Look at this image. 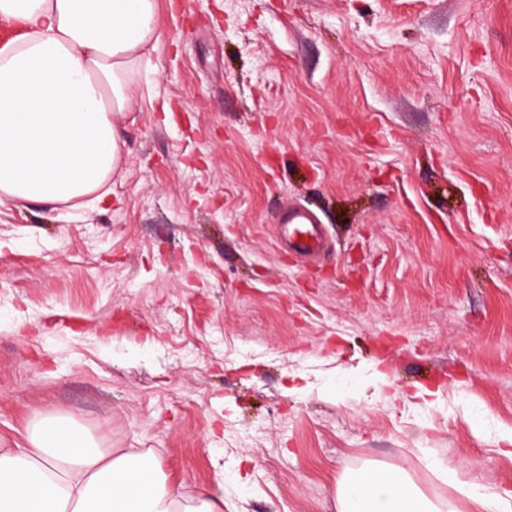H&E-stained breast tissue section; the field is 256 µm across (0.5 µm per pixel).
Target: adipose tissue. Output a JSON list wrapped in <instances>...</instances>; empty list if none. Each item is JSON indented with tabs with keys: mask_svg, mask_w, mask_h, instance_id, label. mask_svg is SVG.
<instances>
[{
	"mask_svg": "<svg viewBox=\"0 0 512 512\" xmlns=\"http://www.w3.org/2000/svg\"><path fill=\"white\" fill-rule=\"evenodd\" d=\"M156 13L157 0H0V21L22 29L0 45V197L67 203L105 185ZM0 512H224V499L187 496L152 453L105 454L48 416L26 447L0 448ZM336 512L443 510L404 470L370 466L341 479Z\"/></svg>",
	"mask_w": 512,
	"mask_h": 512,
	"instance_id": "1",
	"label": "adipose tissue"
}]
</instances>
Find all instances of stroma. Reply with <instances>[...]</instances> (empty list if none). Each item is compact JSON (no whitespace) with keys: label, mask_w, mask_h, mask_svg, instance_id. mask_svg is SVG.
<instances>
[{"label":"stroma","mask_w":512,"mask_h":512,"mask_svg":"<svg viewBox=\"0 0 512 512\" xmlns=\"http://www.w3.org/2000/svg\"><path fill=\"white\" fill-rule=\"evenodd\" d=\"M157 3L103 200L0 198V448L59 413L224 512L512 493V0ZM281 224V237L293 250L311 255L319 251L322 246V229L315 224L314 219L302 211H289ZM293 224H304V229L294 227ZM336 512H446L412 486L404 470L369 466L338 483Z\"/></svg>","instance_id":"35a3bbf8"}]
</instances>
